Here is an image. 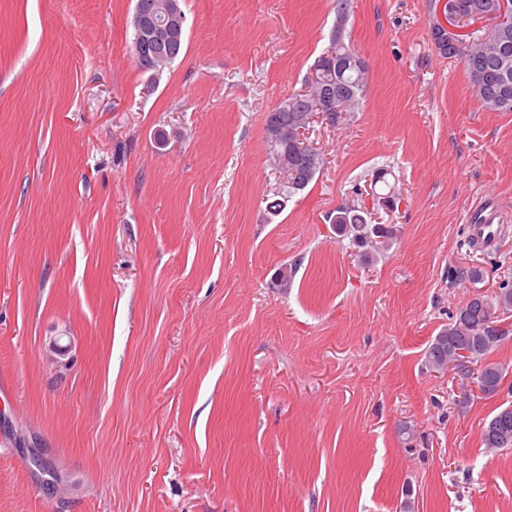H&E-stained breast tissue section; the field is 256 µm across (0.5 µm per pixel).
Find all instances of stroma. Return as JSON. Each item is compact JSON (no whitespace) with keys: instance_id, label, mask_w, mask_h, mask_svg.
Returning <instances> with one entry per match:
<instances>
[{"instance_id":"stroma-1","label":"stroma","mask_w":512,"mask_h":512,"mask_svg":"<svg viewBox=\"0 0 512 512\" xmlns=\"http://www.w3.org/2000/svg\"><path fill=\"white\" fill-rule=\"evenodd\" d=\"M180 6L155 77L135 0H0V512H512V448L482 438L512 404V313L497 394L474 364L424 365L512 280V112L436 48L444 0H349L365 96L310 124L323 165L276 214L265 117L304 89L335 2ZM483 201L494 252L467 232ZM342 207L393 226L373 263ZM492 203L481 202L468 213L469 235L487 250L496 249L503 239V226Z\"/></svg>"}]
</instances>
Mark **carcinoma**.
Segmentation results:
<instances>
[{
	"label": "carcinoma",
	"instance_id": "obj_1",
	"mask_svg": "<svg viewBox=\"0 0 512 512\" xmlns=\"http://www.w3.org/2000/svg\"><path fill=\"white\" fill-rule=\"evenodd\" d=\"M498 0H463L467 14L471 18L482 19L484 14L494 9ZM500 43L496 33L469 39L461 44L457 56L468 71L472 92L482 105L491 111L512 112V94L503 99L498 93L499 70L497 58ZM324 56H319L314 64V80L307 81L304 96L293 94L276 104L274 111L265 119L266 142L270 157L280 161L288 170L296 174L298 188L288 189L292 196L305 190L319 173L322 166L320 155L312 147L306 152H298L293 145H286L273 138L271 126L274 124H304L317 112L321 92H336L340 86L349 92L347 111L353 112L363 98L366 86V72L340 73L336 67L324 64ZM336 232L351 238L358 248L360 259L369 263L376 256L388 250L393 242L392 227L384 224H368L358 210L349 207L337 210L334 219ZM512 311V281L503 279L496 291L489 295L477 294L468 299L452 315L448 326L431 340L425 351V367L434 371L448 368V360L455 357L456 351L470 353L467 361L476 363L478 387L485 394L496 393L504 380V369L495 362L486 360V355L502 340L504 333L495 324L498 314ZM484 445L488 448H512V405L500 409L487 423L483 431Z\"/></svg>",
	"mask_w": 512,
	"mask_h": 512
}]
</instances>
